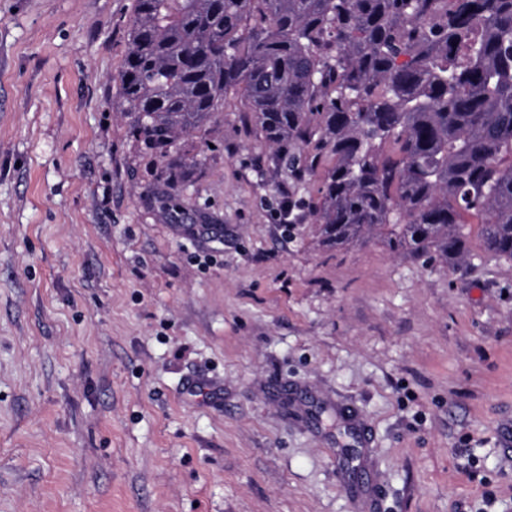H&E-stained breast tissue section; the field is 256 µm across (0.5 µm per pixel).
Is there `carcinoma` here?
<instances>
[{"label": "carcinoma", "mask_w": 512, "mask_h": 512, "mask_svg": "<svg viewBox=\"0 0 512 512\" xmlns=\"http://www.w3.org/2000/svg\"><path fill=\"white\" fill-rule=\"evenodd\" d=\"M118 90L161 153L237 91L296 177L331 157L324 246L454 263L475 220L512 261V0H134Z\"/></svg>", "instance_id": "1"}]
</instances>
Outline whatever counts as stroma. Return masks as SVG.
Here are the masks:
<instances>
[{
    "label": "stroma",
    "instance_id": "35a3bbf8",
    "mask_svg": "<svg viewBox=\"0 0 512 512\" xmlns=\"http://www.w3.org/2000/svg\"><path fill=\"white\" fill-rule=\"evenodd\" d=\"M132 4L0 0V512H512V261L319 246L235 92L147 149Z\"/></svg>",
    "mask_w": 512,
    "mask_h": 512
}]
</instances>
